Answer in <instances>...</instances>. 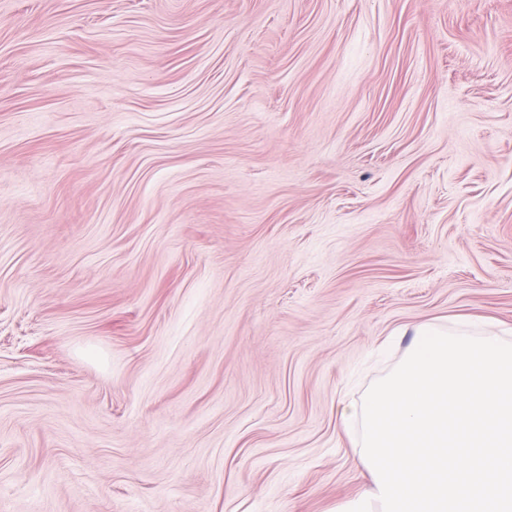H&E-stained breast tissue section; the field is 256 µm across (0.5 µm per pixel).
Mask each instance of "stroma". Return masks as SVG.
Returning <instances> with one entry per match:
<instances>
[{"mask_svg": "<svg viewBox=\"0 0 512 512\" xmlns=\"http://www.w3.org/2000/svg\"><path fill=\"white\" fill-rule=\"evenodd\" d=\"M512 330V0H0V512H337L340 403Z\"/></svg>", "mask_w": 512, "mask_h": 512, "instance_id": "35a3bbf8", "label": "stroma"}]
</instances>
